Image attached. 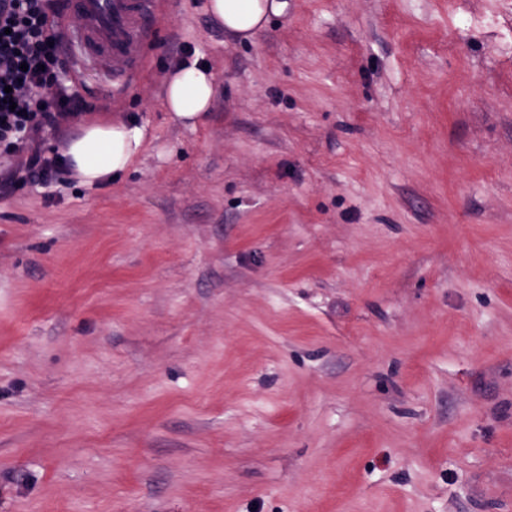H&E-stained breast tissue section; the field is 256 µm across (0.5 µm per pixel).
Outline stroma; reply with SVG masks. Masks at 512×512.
I'll return each mask as SVG.
<instances>
[{
    "mask_svg": "<svg viewBox=\"0 0 512 512\" xmlns=\"http://www.w3.org/2000/svg\"><path fill=\"white\" fill-rule=\"evenodd\" d=\"M150 11L134 164L0 194V512H512V0ZM287 0H210L213 19L235 40L251 41L272 15H282ZM216 89L211 69L197 59L179 64L165 80L164 102L174 119L195 126L210 110Z\"/></svg>",
    "mask_w": 512,
    "mask_h": 512,
    "instance_id": "35a3bbf8",
    "label": "stroma"
}]
</instances>
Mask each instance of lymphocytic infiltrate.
Masks as SVG:
<instances>
[{
	"label": "lymphocytic infiltrate",
	"mask_w": 512,
	"mask_h": 512,
	"mask_svg": "<svg viewBox=\"0 0 512 512\" xmlns=\"http://www.w3.org/2000/svg\"><path fill=\"white\" fill-rule=\"evenodd\" d=\"M61 25L52 0H0V188L11 194L57 181L62 166L42 147L45 129L95 110L61 77Z\"/></svg>",
	"instance_id": "1"
}]
</instances>
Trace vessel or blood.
I'll list each match as a JSON object with an SVG mask.
<instances>
[{"instance_id":"1","label":"vessel or blood","mask_w":512,"mask_h":512,"mask_svg":"<svg viewBox=\"0 0 512 512\" xmlns=\"http://www.w3.org/2000/svg\"><path fill=\"white\" fill-rule=\"evenodd\" d=\"M71 5L83 18L72 41L102 74L122 81L142 58L146 0H71Z\"/></svg>"}]
</instances>
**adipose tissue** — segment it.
Masks as SVG:
<instances>
[{"label":"adipose tissue","mask_w":512,"mask_h":512,"mask_svg":"<svg viewBox=\"0 0 512 512\" xmlns=\"http://www.w3.org/2000/svg\"><path fill=\"white\" fill-rule=\"evenodd\" d=\"M286 8V0H209L213 19L242 42L252 40L271 16L283 14ZM215 89L211 69L195 59L186 61L167 76L164 102L174 119L193 126L210 110ZM143 143V127L110 119L85 125L64 144L61 154L71 178L91 187L125 172L140 155Z\"/></svg>","instance_id":"adipose-tissue-1"}]
</instances>
